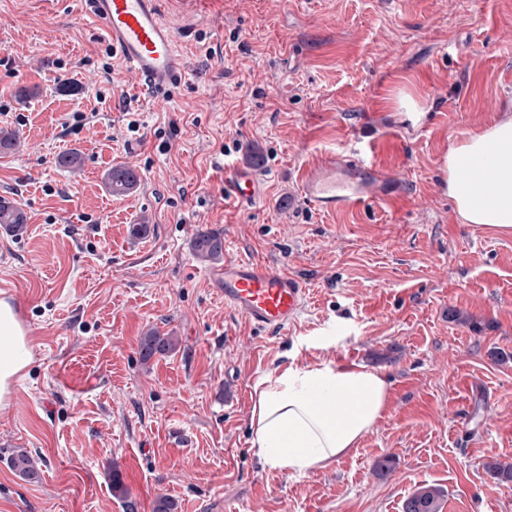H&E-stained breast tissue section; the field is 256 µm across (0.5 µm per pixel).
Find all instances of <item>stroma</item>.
<instances>
[{"label":"stroma","instance_id":"obj_1","mask_svg":"<svg viewBox=\"0 0 512 512\" xmlns=\"http://www.w3.org/2000/svg\"><path fill=\"white\" fill-rule=\"evenodd\" d=\"M160 7L189 73L152 106L77 0H0V197L27 215L22 235L0 230V284L33 345L0 403V453L41 467L32 483L0 460V512H153L161 496L175 512H402L424 485L443 512H512V483L485 469L512 464V234L459 223L439 172L512 106V0ZM400 89L423 126L387 111ZM358 134L380 139L392 201L304 204V170L350 157ZM71 151L80 166L60 167ZM118 164L140 176L130 195L105 186ZM226 164L255 168L248 208L225 202ZM201 230L225 259L305 280L288 330L225 308ZM151 329L178 346L145 363ZM348 355L390 384L374 429L327 469L264 466L254 385ZM198 256L210 261H219L223 257L224 241L220 235L201 232L193 242Z\"/></svg>","mask_w":512,"mask_h":512}]
</instances>
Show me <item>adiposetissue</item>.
<instances>
[{"mask_svg": "<svg viewBox=\"0 0 512 512\" xmlns=\"http://www.w3.org/2000/svg\"><path fill=\"white\" fill-rule=\"evenodd\" d=\"M439 170L460 223L512 233V113L466 134ZM31 359L14 309L0 301V401ZM252 400L258 457L272 469L307 473L328 468L375 427L387 408L388 383L362 365L292 363L259 380Z\"/></svg>", "mask_w": 512, "mask_h": 512, "instance_id": "obj_1", "label": "adipose tissue"}]
</instances>
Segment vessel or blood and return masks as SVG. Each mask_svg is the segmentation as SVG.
Masks as SVG:
<instances>
[{"label": "vessel or blood", "instance_id": "1", "mask_svg": "<svg viewBox=\"0 0 512 512\" xmlns=\"http://www.w3.org/2000/svg\"><path fill=\"white\" fill-rule=\"evenodd\" d=\"M91 15L123 62L140 78L149 99H157L185 75L187 63L173 30L160 18V0H87ZM390 178L364 159L323 160L302 178V197L317 210L353 212L385 201ZM257 195L254 172L224 169V197L237 207L251 205ZM218 293L224 305L257 328L286 330L302 311L308 294L305 281L268 263L236 259L225 263Z\"/></svg>", "mask_w": 512, "mask_h": 512}]
</instances>
